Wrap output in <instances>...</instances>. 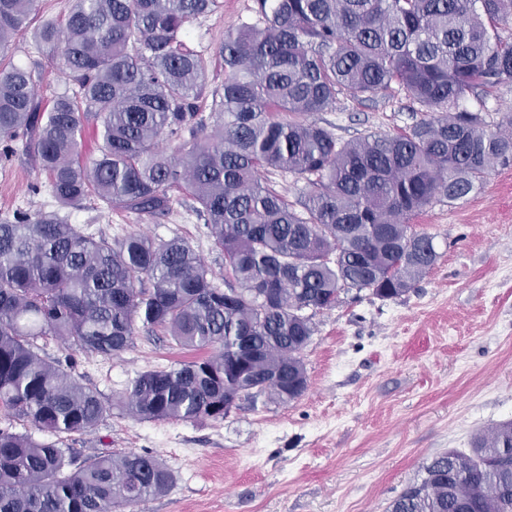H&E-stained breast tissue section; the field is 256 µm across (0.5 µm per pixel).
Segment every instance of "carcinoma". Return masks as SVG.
I'll use <instances>...</instances> for the list:
<instances>
[{"label":"carcinoma","instance_id":"carcinoma-1","mask_svg":"<svg viewBox=\"0 0 512 512\" xmlns=\"http://www.w3.org/2000/svg\"><path fill=\"white\" fill-rule=\"evenodd\" d=\"M35 6L0 0V160L22 145L45 176L29 191L55 204L0 219V409L33 429H0V512H116L163 495L172 474L155 456L80 461L35 437L87 433L106 411L37 340L112 357L140 325L211 350L140 373L121 400L138 421L224 418L242 397H302L314 333L305 311L354 289L409 293L439 258L409 219L512 163V113L489 132L462 105L512 84V42L499 33L512 0H255L254 18L213 51L224 80L212 88L185 37L219 0H73L64 19L37 26ZM21 35L58 52L64 88L46 104L41 65L6 61ZM393 88L427 118L349 141L306 120L341 93L364 101ZM89 127L97 144L85 157ZM271 170L305 191L288 201ZM181 196L224 254L225 289L183 238L110 239L61 214L93 199L104 217L161 221ZM422 472L387 512H512V421Z\"/></svg>","mask_w":512,"mask_h":512}]
</instances>
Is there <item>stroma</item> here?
Masks as SVG:
<instances>
[{
    "label": "stroma",
    "instance_id": "1",
    "mask_svg": "<svg viewBox=\"0 0 512 512\" xmlns=\"http://www.w3.org/2000/svg\"><path fill=\"white\" fill-rule=\"evenodd\" d=\"M253 5L223 0L190 27L191 46L214 48L252 18ZM10 54L18 65L41 63L38 97L60 87L55 53L34 55L20 38ZM422 118L394 91L364 103L342 94L334 109L313 116L344 140L400 132ZM36 178L25 154L0 164V216L46 204L28 195ZM69 219L112 238L183 237L216 280L224 278L223 254L183 207L159 223L103 217L87 204ZM410 224L433 236L435 266L402 297L382 301L352 290L316 313L301 353L309 387L286 405L244 402L221 419L137 421L120 404L130 382L179 366L190 351L140 328L111 358L74 357L55 337L40 339L42 357L74 358L73 375L106 407L98 426L72 436L70 447L85 456L135 451L164 462L173 475L168 491L130 512H387L423 463L468 450L477 431L512 421V165L495 167L464 198L435 201Z\"/></svg>",
    "mask_w": 512,
    "mask_h": 512
}]
</instances>
